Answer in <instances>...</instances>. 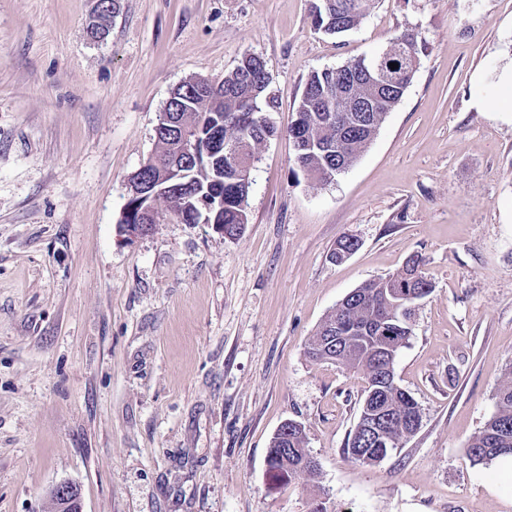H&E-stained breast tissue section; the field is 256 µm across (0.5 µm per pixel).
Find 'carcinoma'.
Masks as SVG:
<instances>
[{"label":"carcinoma","instance_id":"1","mask_svg":"<svg viewBox=\"0 0 512 512\" xmlns=\"http://www.w3.org/2000/svg\"><path fill=\"white\" fill-rule=\"evenodd\" d=\"M337 2L340 7L327 8L323 0H316L313 21L324 33L343 36L361 23L371 0ZM388 44L392 45V51L378 64L381 77L399 76L413 66H420L417 35L402 32L389 38ZM371 58L372 55L363 54L336 68L315 71L306 82L296 107V119L287 134L300 142V148L295 150L296 166L317 183H328L338 175V170H347L372 142L386 115L399 103V99L381 87L377 91L378 111L365 112L360 120L357 113L345 110L349 82L363 75L364 69L372 65ZM391 63L398 64V68L391 69ZM269 84L262 58L246 54L215 90L198 93L189 81L177 87L159 118L160 132L155 136L154 152L139 174V185L147 186L148 190L126 203L120 223H139V211L157 202L164 204L175 217L185 211V195L181 191L170 189L152 195L164 185L165 171L181 161L176 143L163 132L168 126L167 118L176 112L185 126L199 136L221 135L217 155L192 165L187 179L193 191L224 195V212L218 215L216 223L224 225L225 236L240 235L248 224L252 181L244 179L228 163L225 149L233 147L239 160L249 162L263 141L278 134L265 113V108L272 104ZM355 251V243L343 236L330 258L339 262ZM424 265L423 256L415 255L399 271L359 286L357 293L327 314L307 345L306 355L310 359L342 364L362 374L366 380L363 398L367 399V408L376 403L391 415L382 444L372 445L368 437L357 431L348 437L344 454L353 463H379L404 439L406 419L421 418L418 404L398 385L396 378L389 377V370L394 368L400 349L411 335L410 321L419 294L423 287L431 285ZM401 283L405 287L399 292L409 306L406 318H398L384 327L382 322L390 318L388 293ZM496 398L497 411L467 444V458L475 464H488L501 456L512 455V369ZM270 447L275 449V455L269 465L278 475L290 479L318 475L319 466L312 463L307 448L305 428L294 430L286 441L273 436Z\"/></svg>","mask_w":512,"mask_h":512}]
</instances>
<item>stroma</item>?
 Instances as JSON below:
<instances>
[{
	"instance_id": "1",
	"label": "stroma",
	"mask_w": 512,
	"mask_h": 512,
	"mask_svg": "<svg viewBox=\"0 0 512 512\" xmlns=\"http://www.w3.org/2000/svg\"><path fill=\"white\" fill-rule=\"evenodd\" d=\"M313 0H0V512H512L468 439L512 367V0H373L334 37ZM417 33L421 65L345 172L299 171L286 131L312 72ZM259 55L277 137L259 147L249 222L226 237L159 209L126 238L127 180L172 90ZM359 248L337 263L341 237ZM426 259L395 365L417 432L380 463L343 448L361 375L310 360L364 282ZM304 425L318 480L272 482L270 441Z\"/></svg>"
}]
</instances>
